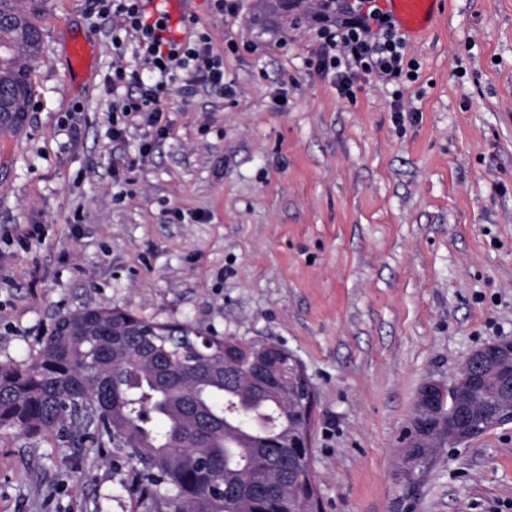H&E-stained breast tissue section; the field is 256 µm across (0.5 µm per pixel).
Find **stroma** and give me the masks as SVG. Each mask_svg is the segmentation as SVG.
<instances>
[{"label":"stroma","instance_id":"obj_1","mask_svg":"<svg viewBox=\"0 0 512 512\" xmlns=\"http://www.w3.org/2000/svg\"><path fill=\"white\" fill-rule=\"evenodd\" d=\"M229 2L189 0L180 40L208 39L231 94L179 72L144 158L110 112L112 67L134 62L111 15L38 0L31 108L0 134V365L100 304L280 345L316 394L323 512H390L422 384L512 340V0H441L398 100L317 73V31L344 11L262 34L267 0ZM76 40L93 57L74 78ZM120 458L0 429V512H132ZM414 512H512V422L440 452Z\"/></svg>","mask_w":512,"mask_h":512}]
</instances>
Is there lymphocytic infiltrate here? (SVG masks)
I'll return each mask as SVG.
<instances>
[{"instance_id":"obj_1","label":"lymphocytic infiltrate","mask_w":512,"mask_h":512,"mask_svg":"<svg viewBox=\"0 0 512 512\" xmlns=\"http://www.w3.org/2000/svg\"><path fill=\"white\" fill-rule=\"evenodd\" d=\"M364 2L356 0L350 5L349 17L342 24L325 25L317 33L316 69L330 76L346 98L353 96L360 74L399 87L418 70L390 16L377 8H365ZM113 17L116 25L134 38L140 61L136 68L120 62L113 66L110 83L119 92L112 101L113 111L138 120L140 126L157 129L164 119L166 79L187 70L211 86H223L224 72L212 60L208 47H190L167 38L166 16H147L140 0H119ZM147 72L155 74L154 83H145Z\"/></svg>"}]
</instances>
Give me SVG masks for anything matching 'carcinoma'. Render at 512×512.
Returning <instances> with one entry per match:
<instances>
[{"label": "carcinoma", "mask_w": 512, "mask_h": 512, "mask_svg": "<svg viewBox=\"0 0 512 512\" xmlns=\"http://www.w3.org/2000/svg\"><path fill=\"white\" fill-rule=\"evenodd\" d=\"M18 0H0V132L32 97L42 32ZM493 396L461 427L439 402L400 439L395 512H410L448 437L495 427ZM293 413L272 393L224 376V338L97 305L64 313L29 362L0 366V428L72 445L120 448L144 512H305L317 508L305 457L288 447Z\"/></svg>", "instance_id": "obj_1"}]
</instances>
